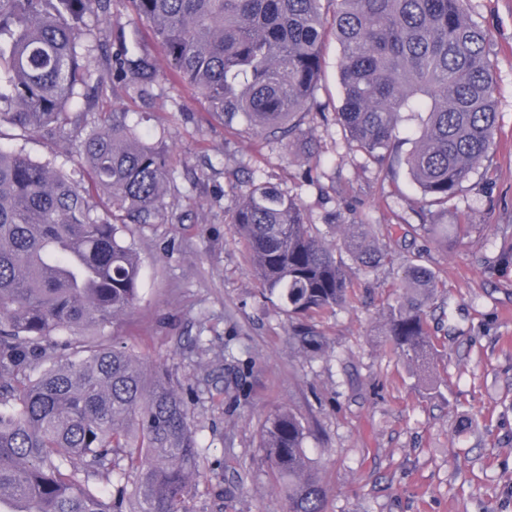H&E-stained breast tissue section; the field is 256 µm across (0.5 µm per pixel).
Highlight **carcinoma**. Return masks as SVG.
<instances>
[{
    "instance_id": "cac0c4a2",
    "label": "carcinoma",
    "mask_w": 512,
    "mask_h": 512,
    "mask_svg": "<svg viewBox=\"0 0 512 512\" xmlns=\"http://www.w3.org/2000/svg\"><path fill=\"white\" fill-rule=\"evenodd\" d=\"M123 1L161 46L169 81L228 127L241 121L267 137H294L315 98L329 30L341 46L336 122L351 145L382 164L399 125L420 118L406 165L444 210L489 158L497 87L468 0H335L329 18L322 0H0V125L52 137L94 111L87 60ZM112 48L114 82L149 96L152 57L129 53L121 31ZM79 152L82 170L66 174L0 147V512H185L206 452L195 391L133 351L81 334L133 309L140 261L125 229L160 215L174 169L115 107L99 113ZM91 188L103 196L101 212ZM231 224L265 294L288 313V343L317 357L326 341L311 318L348 308L355 294L343 257L314 232L300 200L268 182L250 184ZM330 228L361 269L385 262L372 225ZM421 229L458 242L471 225ZM404 280L406 293L383 312L385 343L424 364L435 350L425 308L440 284L417 263ZM62 333L69 338L60 342ZM306 438L290 409L263 426L281 512H327Z\"/></svg>"
}]
</instances>
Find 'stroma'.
Wrapping results in <instances>:
<instances>
[{
    "label": "stroma",
    "mask_w": 512,
    "mask_h": 512,
    "mask_svg": "<svg viewBox=\"0 0 512 512\" xmlns=\"http://www.w3.org/2000/svg\"><path fill=\"white\" fill-rule=\"evenodd\" d=\"M489 35L499 124L488 160L447 209L430 205L404 156L379 165L352 147L336 114L343 102L340 48L328 40L316 101L299 139L267 138L246 125L226 128L203 101L167 78L149 31L122 15L136 52L155 60L153 94L139 99L112 83L105 63L98 108L120 103L167 152L176 172L162 213L131 225L127 240L142 261L134 309L102 327L181 387L195 388L199 439L207 453L186 512H278L279 484L263 462L267 415L292 409L328 495V512H512V273L487 266L511 239L512 0H470ZM77 137L23 140L0 127V145L35 160L80 166ZM271 182L299 198L310 223L327 233L337 221L371 224L390 263L364 273L350 308L315 316L327 340L309 361L288 344L287 313L267 299L231 216L250 181ZM466 215L470 238L446 251L422 224ZM421 262L444 288L427 308L438 357L426 365L389 355L380 314L402 291L404 270ZM232 348L236 359L224 358Z\"/></svg>",
    "instance_id": "35a3bbf8"
}]
</instances>
